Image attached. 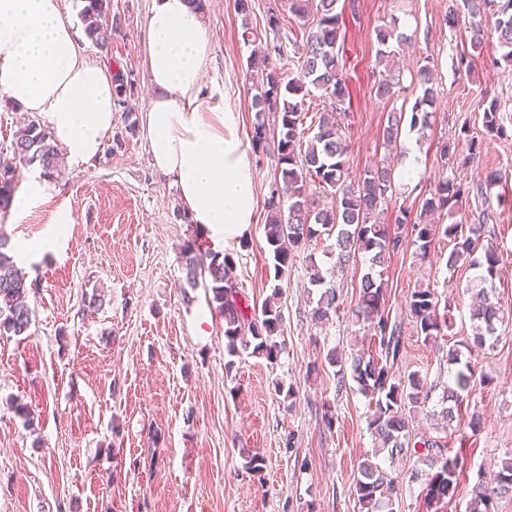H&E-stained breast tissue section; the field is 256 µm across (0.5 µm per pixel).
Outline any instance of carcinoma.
<instances>
[{"instance_id":"1","label":"carcinoma","mask_w":512,"mask_h":512,"mask_svg":"<svg viewBox=\"0 0 512 512\" xmlns=\"http://www.w3.org/2000/svg\"><path fill=\"white\" fill-rule=\"evenodd\" d=\"M80 11L86 38L102 52L111 51L115 29L106 23L108 0H83ZM340 0H281L283 14L296 21L302 38L293 41L294 56L286 58L281 72L271 71L262 77L252 99L256 112L252 140L265 141L267 129L265 113L275 114L277 122V153L281 164L282 184L274 188L265 207L268 211L265 232L271 247L275 277L288 269L292 254L322 236L335 237L336 267L343 270L351 264H364L358 299L352 309L355 322L363 325L375 349L362 351L351 357V378L357 390L368 398L367 429L378 440L379 447L362 456L352 492L360 512H395L396 502L402 497L403 485L379 463V455L387 459H404L411 463V476L425 481L428 505L451 502L458 492L464 457L450 454L441 440L432 438L416 441L411 437L406 405L428 399L423 393L424 380L418 372L404 373L398 368L401 336L397 327L385 315L386 289L383 273L391 255L408 247L415 248L416 256L424 260L432 246L444 240L448 247V269L469 262L483 269L480 280L495 279L500 255L491 245L483 248L482 260L473 258L485 224H468L462 218L463 202L473 195L484 196L488 188L501 179L493 171L486 184L471 186L456 176L442 175L421 200L419 221L412 224L414 238L406 240L390 232L387 225L375 217L378 209L391 199L394 173L390 166L378 163L364 170L358 179L350 177L349 144L342 127L329 113L343 109L349 95L343 65L337 50L344 40ZM468 16L470 46L483 48L490 39H496L495 49L500 60L512 65V0H463ZM297 75H292L290 66ZM422 95L412 108L410 127L425 130L431 127L437 91L429 66L417 72ZM400 83V75L391 71L381 75L376 94L390 98ZM321 91L328 111L318 118L317 130L304 138L303 102L307 87ZM500 106L492 103L483 111L486 130L500 133ZM403 111L388 113L383 131L384 144H396ZM12 157L0 158V212L8 211L16 189L17 164H37L43 174L51 176L58 169V148L49 129L35 119L20 128L11 143ZM330 191L332 201L316 204L310 186ZM439 214L450 223L434 224L430 216ZM181 255L186 282L190 287L208 278L211 302L224 318V339L228 355L237 356L248 350L262 354L269 360L278 357L282 343L281 313L276 305L280 287H275L260 311L248 316L237 300V290L230 281L229 257L214 253L210 262L198 257V244L184 243ZM311 285L319 288L311 319L326 323L339 316L341 302L336 288L326 286V277L315 264L307 267ZM31 284L10 247L8 238L0 234V336H28L32 325V310L27 302ZM479 302L472 309V346L483 349L491 344L496 324L501 319V304L493 290L482 288ZM417 334L430 342L445 335L452 326L450 304H441L434 289L419 286L410 292L407 301ZM448 366L455 367L451 384L443 394L447 406L441 410L446 426L459 421V411L472 387L474 369L462 361L459 351H448ZM512 495V452L503 458L498 471L487 482L480 481L472 488L469 512H492L493 501Z\"/></svg>"}]
</instances>
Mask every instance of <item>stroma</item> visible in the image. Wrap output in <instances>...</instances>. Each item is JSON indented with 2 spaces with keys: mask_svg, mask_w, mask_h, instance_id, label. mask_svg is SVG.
I'll return each instance as SVG.
<instances>
[{
  "mask_svg": "<svg viewBox=\"0 0 512 512\" xmlns=\"http://www.w3.org/2000/svg\"><path fill=\"white\" fill-rule=\"evenodd\" d=\"M345 2L350 9L340 54L350 97L339 123L350 139L352 175L382 161L397 173L382 222L396 225L401 210L418 211L442 172L443 142H479L476 159L457 157L454 173L463 182L476 185L488 172L501 174L486 198H470L465 207L468 223H484L485 241L501 258L494 286L504 319L493 346L471 358L476 382L462 406L463 416L480 414V431L460 435L439 416L448 351L463 348L472 335L469 287L478 268L451 271L441 252L422 261L407 249L392 257L383 274L389 317L402 329L399 368L419 372L430 390L428 402L414 410L412 427L464 455L459 494L437 512H467L478 478L492 477L512 452V67L495 63L488 45L470 70L457 69V56L470 48L464 23L452 20L461 0ZM151 4L110 0L112 55L87 48L129 81L99 157L83 167L60 166L50 179L53 197L24 221L0 214V233L15 244L46 233L58 205L73 217L51 248L20 260L32 284L30 336L0 337V512H358L356 467L374 446L368 400L354 382L337 387L326 354L334 348L347 358L356 347L360 330L349 312L360 275L337 271L336 249L324 238L295 252L286 275L275 279L264 202L279 178L277 145L270 140L251 147L255 220L225 254L246 312L276 296L285 348L273 361L248 353L228 357L224 320L209 308L207 288L186 284L180 254L187 240H197L204 253L211 242L186 218L172 179L155 169L140 128L150 94L143 44ZM279 8L280 0H248L244 9L238 0H204L206 83L223 91L247 138L262 75L248 64L251 47L242 32L248 27L258 33L266 69H279L278 48L294 31L288 23L271 30L269 17ZM391 23L404 35L389 43L401 90L382 99L375 93L385 70L376 31ZM425 65L435 73V121L422 135L402 128L401 147L388 149L382 139L387 114L412 107L421 94L417 71ZM493 101L505 128L499 136L482 123L483 109ZM409 140L417 143L420 169L407 181L401 171ZM486 209L492 213L488 222L481 216ZM312 262L331 273L343 302V314L326 325L311 319L317 290L306 268ZM421 284L453 309L452 328L433 342L417 334L407 306ZM95 291L106 303L93 311L83 301ZM203 315L211 322L205 336L196 330ZM288 388L293 397H285ZM17 403L33 412V426L14 411ZM328 411L336 418L331 427ZM252 454L266 461L263 478L245 467Z\"/></svg>",
  "mask_w": 512,
  "mask_h": 512,
  "instance_id": "1",
  "label": "stroma"
}]
</instances>
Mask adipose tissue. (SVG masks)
Returning a JSON list of instances; mask_svg holds the SVG:
<instances>
[{"label": "adipose tissue", "instance_id": "ef3b65f1", "mask_svg": "<svg viewBox=\"0 0 512 512\" xmlns=\"http://www.w3.org/2000/svg\"><path fill=\"white\" fill-rule=\"evenodd\" d=\"M144 59L153 95L143 132L214 247L237 245L255 211V175L238 113L204 94L208 40L189 0H152ZM0 92L43 117L68 166L89 164L112 131V75L92 60L62 0H0Z\"/></svg>", "mask_w": 512, "mask_h": 512}]
</instances>
